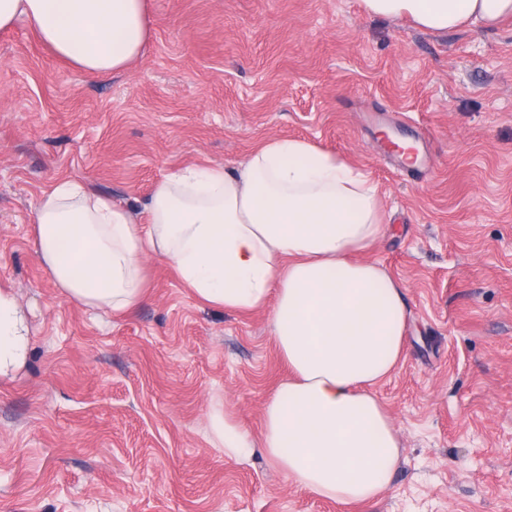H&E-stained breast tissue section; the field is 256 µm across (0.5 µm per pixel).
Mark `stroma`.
Segmentation results:
<instances>
[{
  "mask_svg": "<svg viewBox=\"0 0 512 512\" xmlns=\"http://www.w3.org/2000/svg\"><path fill=\"white\" fill-rule=\"evenodd\" d=\"M128 69L67 63L0 30V285L26 312L0 379V512H512V18L435 32L361 0H148ZM288 137L377 187L360 252L404 288L405 353L377 394L400 431L389 488L344 506L262 455L214 446L213 411L260 435L288 375L269 313L204 305L159 258L123 317L63 298L34 239L58 178L144 215L192 164Z\"/></svg>",
  "mask_w": 512,
  "mask_h": 512,
  "instance_id": "35a3bbf8",
  "label": "stroma"
}]
</instances>
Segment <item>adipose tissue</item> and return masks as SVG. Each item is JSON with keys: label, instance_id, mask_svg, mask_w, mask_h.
Segmentation results:
<instances>
[{"label": "adipose tissue", "instance_id": "obj_1", "mask_svg": "<svg viewBox=\"0 0 512 512\" xmlns=\"http://www.w3.org/2000/svg\"><path fill=\"white\" fill-rule=\"evenodd\" d=\"M369 14L437 32L497 26L512 0H363ZM30 21L74 66L125 69L147 42V0H0V29ZM147 220L79 180L43 190L34 210L41 263L75 304L124 314L145 297L146 262H168L201 302L269 308L290 375L264 407L260 439L228 411L213 442L240 461L263 453L296 488L345 506L375 500L401 456L399 433L372 390L405 348L401 284L357 259L383 233L376 188L342 157L273 139L233 169L193 165L158 182ZM26 314L0 290V377L25 366Z\"/></svg>", "mask_w": 512, "mask_h": 512}]
</instances>
